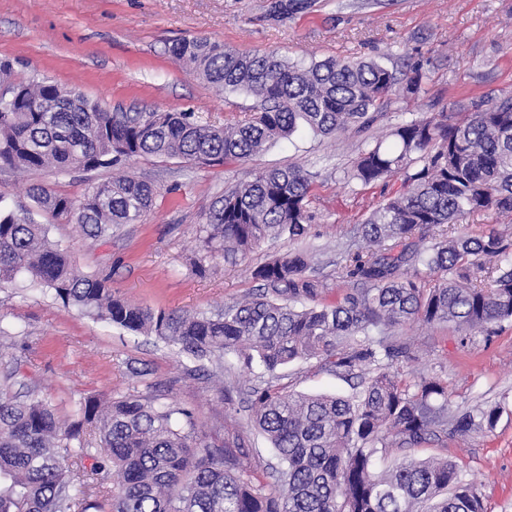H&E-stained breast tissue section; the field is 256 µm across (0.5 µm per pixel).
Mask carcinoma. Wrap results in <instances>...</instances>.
Here are the masks:
<instances>
[{"label":"carcinoma","instance_id":"1","mask_svg":"<svg viewBox=\"0 0 512 512\" xmlns=\"http://www.w3.org/2000/svg\"><path fill=\"white\" fill-rule=\"evenodd\" d=\"M170 52L207 82L252 97L240 124L202 123L194 112H105L76 89L47 78L10 84L0 99V166L58 173L114 167L140 156L187 162L247 161L304 128L316 136L364 133L390 96L415 95L421 77L400 81L373 60L308 64L274 52L241 54L217 41L182 40ZM392 140L366 146L351 178L363 185L397 174L402 185L354 226L349 276L359 287L325 301L329 288L309 275L305 251H287L255 267L263 291L224 311L184 314L131 303L108 277L81 274L67 249L26 208L0 196V284L20 273L66 306L134 333L176 345L197 359L233 354L259 363L271 379L250 391V419L270 441L278 466L272 484L255 482L233 448L207 441L192 410L136 394L87 398L64 420L44 399L19 400L0 390V512H484L476 489L448 459L411 451L450 430L465 435L494 426L498 411L448 420V385H413L400 363L412 346L395 337L411 322L448 325L462 335L512 321V244L490 231L477 237L426 234L493 210L512 217V97L490 99L461 119L440 114L399 123ZM311 176L293 165L258 172L227 188L199 228L209 251L244 258L269 238L309 234ZM36 207L104 238L139 221L158 189L120 174L80 200L41 185L28 188ZM391 241L395 254L362 253ZM494 259L492 287L473 283ZM422 265L435 278L409 274ZM315 359L334 372H361L351 397L309 395L277 382L275 370ZM98 434L101 447L86 438ZM399 457L379 472L377 460ZM92 461L91 467L85 461ZM112 473V494L99 475Z\"/></svg>","mask_w":512,"mask_h":512}]
</instances>
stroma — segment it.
<instances>
[{
  "label": "stroma",
  "mask_w": 512,
  "mask_h": 512,
  "mask_svg": "<svg viewBox=\"0 0 512 512\" xmlns=\"http://www.w3.org/2000/svg\"><path fill=\"white\" fill-rule=\"evenodd\" d=\"M184 38L304 63L368 59L399 73L416 66L423 79L417 95H393L363 138L302 129L252 160L214 166L144 156L117 169L60 175L0 168V194L23 208L31 207L27 188L37 182L77 199L119 173L155 185L150 211L108 238L88 236L64 218L43 221L81 273L111 276L121 297L166 311H214L254 293L251 267L288 250L287 238L268 240L232 263L206 250L199 228L226 188L288 165L313 176L312 267L331 287V299L342 300L354 286L344 258L348 230L401 184L397 176L367 186L351 180L364 142L387 141L402 121L470 112L482 101L512 96V0H0V61L11 62L15 78H49L115 112H193L215 125L247 119L250 97L214 87L170 54ZM399 334L414 348L413 360L402 365L406 381H446L449 416L499 411L493 429L423 445L415 456L455 461L485 512H512V323L478 328L464 339L423 322ZM8 373L14 393L50 399L65 419L81 399L134 393L194 410L209 441L241 439L260 480L276 462L249 419L246 392L260 384L262 368L231 355L194 360L154 337L65 307L22 274L0 288V377ZM277 374L296 392H353L350 377L313 360Z\"/></svg>",
  "instance_id": "obj_1"
}]
</instances>
